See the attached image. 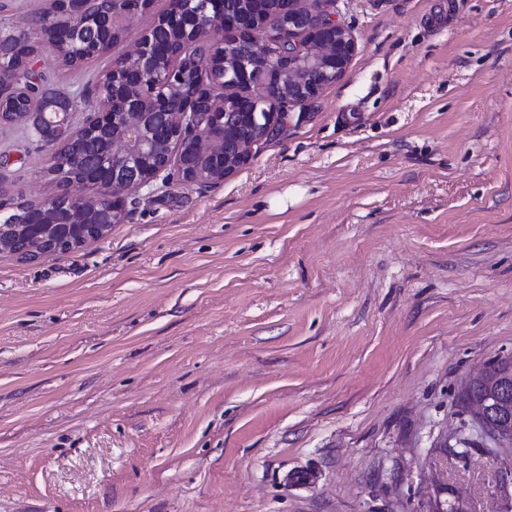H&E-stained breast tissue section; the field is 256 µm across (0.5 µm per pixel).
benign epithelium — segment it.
I'll return each instance as SVG.
<instances>
[{
  "instance_id": "obj_1",
  "label": "benign epithelium",
  "mask_w": 512,
  "mask_h": 512,
  "mask_svg": "<svg viewBox=\"0 0 512 512\" xmlns=\"http://www.w3.org/2000/svg\"><path fill=\"white\" fill-rule=\"evenodd\" d=\"M309 0H171L137 40L130 55L112 61V103L100 117L118 111L129 131L112 135L106 145L108 161L97 167L94 179L63 184L70 208L60 221L49 203L39 208L34 228L49 240L86 224L98 233L89 245L108 234L103 223L105 206L127 205L130 193L152 186L164 169L147 172L143 159L161 150L162 141L175 146L168 156L181 180H203L205 168L221 162L214 174L232 176L253 157L255 147L275 134L277 121L288 107L317 99L341 79L357 52L351 28L336 14L316 11ZM66 35L75 46L91 41L108 43L118 24L145 13L153 0H67ZM164 28L170 43L188 39L207 45L206 54L224 55V77L204 84L205 93L190 99L178 95L188 69L181 57L164 53L153 37ZM218 27L220 39L211 36ZM41 107L29 112L24 123L42 140L70 129L69 118L78 100L52 93L39 83ZM75 186L93 187L88 198L72 192Z\"/></svg>"
}]
</instances>
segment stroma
<instances>
[{
	"label": "stroma",
	"instance_id": "stroma-1",
	"mask_svg": "<svg viewBox=\"0 0 512 512\" xmlns=\"http://www.w3.org/2000/svg\"><path fill=\"white\" fill-rule=\"evenodd\" d=\"M110 54L36 65L78 95ZM346 75L219 182L0 256V512H512L470 376L512 356V0H335ZM0 123V195L51 147Z\"/></svg>",
	"mask_w": 512,
	"mask_h": 512
}]
</instances>
